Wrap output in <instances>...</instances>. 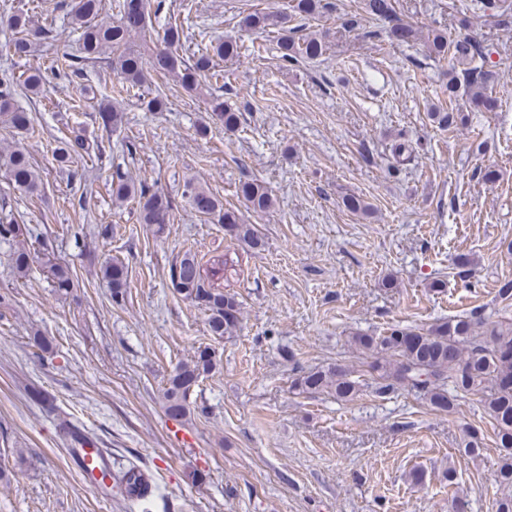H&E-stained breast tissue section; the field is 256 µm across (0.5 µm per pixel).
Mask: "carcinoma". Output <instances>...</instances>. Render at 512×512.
Listing matches in <instances>:
<instances>
[{
  "label": "carcinoma",
  "instance_id": "cac0c4a2",
  "mask_svg": "<svg viewBox=\"0 0 512 512\" xmlns=\"http://www.w3.org/2000/svg\"><path fill=\"white\" fill-rule=\"evenodd\" d=\"M118 20L111 23L96 22L102 10V0H73L68 11L70 24L81 31L82 54L67 52L54 58L51 70L65 78L77 92L73 107L79 109L89 96V88L83 84L87 63L96 60L103 49L110 48L117 56L113 69L119 81L112 84V96L125 97L146 81L145 63L141 55L127 48L130 36L143 32L148 26L146 0H113ZM329 7L325 0H296L295 9L303 16L314 15ZM363 9L375 20L391 23L390 36L399 42L409 43L417 39L416 30L402 22L396 14L392 0H363ZM286 13L255 11L246 15L242 23L250 30H277L280 58L286 63L312 60L325 50V39L316 34L296 35V29L288 27ZM12 29L16 37L6 44L12 55L26 58L38 50L47 40L54 38L53 29L43 27L22 10H15L0 18ZM183 31L170 25L158 35V47L151 58L150 68L161 79H173L186 92L201 88V79L217 76L214 57L224 59L239 56L241 46L219 41L215 46H200L189 59L177 54ZM430 54L445 56L453 51L460 69L453 73L443 94L448 103L455 101L462 90L471 104L479 111L490 112L497 107L493 96L490 70L491 51L482 43L464 37L448 40L441 31L433 33L427 45ZM45 76L39 69L28 72L23 85L37 95L44 86ZM17 90L11 83L0 82V122L15 131L39 138L29 112L15 102ZM211 118L224 125V132H234L240 125L239 114L224 105V99L214 96L210 100ZM102 153L101 145L90 143L81 134L60 142L53 152L60 167H68L79 156ZM0 168L5 169L12 183L28 192L39 190L41 178L31 162L27 150L17 148L0 154ZM185 193L191 208L201 215H218L224 231L252 250L261 251L265 241L252 224L243 222L236 207L226 206L212 192L187 184ZM247 209L263 213L273 207L274 200L267 185L252 179L238 188ZM112 197L124 202L132 200L138 206L142 224H153L157 230L170 223L171 201L145 183L135 184L121 171L112 179ZM34 236L26 224L12 221L0 224V238L15 241L18 246L11 254L13 272L24 277L33 261L28 241ZM43 263L58 294L67 295L76 287L71 270L54 261L47 247H42ZM102 279L111 289L112 301H123L128 288L127 268L117 257L104 262ZM224 276V261L219 260L208 269L202 267L195 254L184 252L170 269L173 290L183 299L207 313V325L211 335H231L241 324V307L235 297L214 286V281ZM354 344L371 356L366 372L377 381L381 394L400 390L421 396L434 410L451 412L460 396L473 392L482 393L486 414L491 419L495 444L499 449L501 464L494 473V480L503 488H512V323L487 322L483 315L455 316L442 319L427 329L416 330L393 326L379 336L356 333ZM217 367V359L208 347L198 348L193 356L180 362L168 378L161 396V408L169 419L182 422L191 415L189 398L194 389L209 377ZM296 390L302 393H327L338 400H348L360 389V382L351 373L329 366L312 369L295 380ZM464 454L477 458L484 450V435L467 427L464 430ZM114 487L125 501L142 502L154 494V487L145 473L130 464L113 475Z\"/></svg>",
  "mask_w": 512,
  "mask_h": 512
}]
</instances>
